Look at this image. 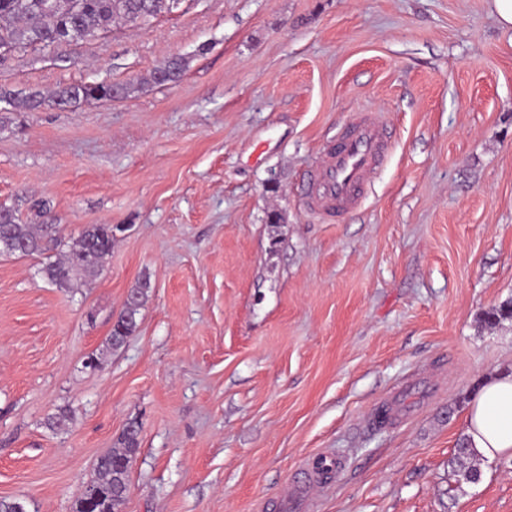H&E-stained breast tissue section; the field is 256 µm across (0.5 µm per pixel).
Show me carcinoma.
<instances>
[{"label": "carcinoma", "instance_id": "cac0c4a2", "mask_svg": "<svg viewBox=\"0 0 512 512\" xmlns=\"http://www.w3.org/2000/svg\"><path fill=\"white\" fill-rule=\"evenodd\" d=\"M172 10L170 0H0V50L29 46H50L78 42L106 30L116 21L143 25ZM187 67L182 56H174L153 74L156 83L177 81ZM134 91L133 84L84 82L62 86L50 94L31 89L23 95L0 89V102L15 108L36 111L44 106L63 109L79 102H110ZM0 256L39 255L46 259L39 274L48 283H65L72 288L94 278L101 259L112 252L116 228L93 224L69 244L61 232L48 224H25L15 211L0 206ZM151 283L141 279L131 290L124 308L112 326L109 344L118 348L137 327V315L148 297ZM512 319V299L485 313L490 326ZM139 428H126L118 446L103 455L97 475L91 480L95 496L81 495L73 512H123L130 467L139 448ZM459 474L468 482L481 477V462L467 442L458 448Z\"/></svg>", "mask_w": 512, "mask_h": 512}]
</instances>
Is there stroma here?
<instances>
[{
  "label": "stroma",
  "instance_id": "1",
  "mask_svg": "<svg viewBox=\"0 0 512 512\" xmlns=\"http://www.w3.org/2000/svg\"><path fill=\"white\" fill-rule=\"evenodd\" d=\"M176 55L180 80L152 83ZM92 81L138 90L0 102V203L69 241L118 228L88 286L0 258V498L73 512L135 421L123 512H512V458L453 472L471 395L512 367V320L483 321L512 298V30L493 0H179L0 57L15 92ZM361 110L395 148L329 223L297 189ZM317 456L339 473L311 491ZM134 89L136 88L131 83L84 82L59 87L51 94L40 89H30L19 95L0 88V102L6 101L10 106L29 112L39 110L45 105L64 109L81 101L112 102L115 98L128 96ZM151 283L149 278L141 279L131 290L124 308L112 326L109 344L112 348L122 346L137 327V315L148 297Z\"/></svg>",
  "mask_w": 512,
  "mask_h": 512
}]
</instances>
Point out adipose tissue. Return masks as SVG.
<instances>
[{"mask_svg": "<svg viewBox=\"0 0 512 512\" xmlns=\"http://www.w3.org/2000/svg\"><path fill=\"white\" fill-rule=\"evenodd\" d=\"M465 427L470 448L485 460L512 457V373L499 375L482 387Z\"/></svg>", "mask_w": 512, "mask_h": 512, "instance_id": "adipose-tissue-1", "label": "adipose tissue"}]
</instances>
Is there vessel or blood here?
<instances>
[{"instance_id":"vessel-or-blood-1","label":"vessel or blood","mask_w":512,"mask_h":512,"mask_svg":"<svg viewBox=\"0 0 512 512\" xmlns=\"http://www.w3.org/2000/svg\"><path fill=\"white\" fill-rule=\"evenodd\" d=\"M393 145L392 128L376 113H356L312 167L305 186L307 208L332 219L358 207Z\"/></svg>"}]
</instances>
